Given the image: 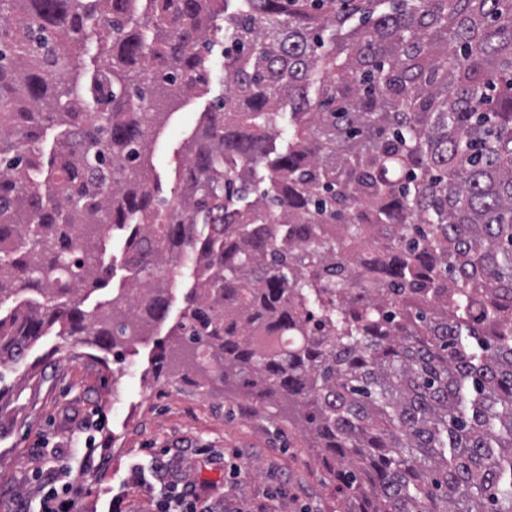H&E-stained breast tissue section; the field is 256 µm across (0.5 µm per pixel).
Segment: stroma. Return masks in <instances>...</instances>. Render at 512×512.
Wrapping results in <instances>:
<instances>
[{
	"instance_id": "stroma-1",
	"label": "stroma",
	"mask_w": 512,
	"mask_h": 512,
	"mask_svg": "<svg viewBox=\"0 0 512 512\" xmlns=\"http://www.w3.org/2000/svg\"><path fill=\"white\" fill-rule=\"evenodd\" d=\"M207 66L208 89L183 97L156 133L161 197H169L202 115L224 95L223 57L213 54ZM124 244L123 232H113L106 254L112 274L87 296L86 308L106 305L128 287ZM192 283L191 268L171 269L166 320L124 359L51 334L21 365L0 367V512H23L39 498L45 470L62 464L82 485L80 512H157L150 484L126 482L133 467H149L156 456L179 485L219 498L223 512H239L258 497L274 512H336L315 455L276 408L157 362V346L180 319ZM89 440L102 467L80 466Z\"/></svg>"
}]
</instances>
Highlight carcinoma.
<instances>
[{"label": "carcinoma", "instance_id": "1", "mask_svg": "<svg viewBox=\"0 0 512 512\" xmlns=\"http://www.w3.org/2000/svg\"><path fill=\"white\" fill-rule=\"evenodd\" d=\"M0 12L1 365L54 329L118 354L167 318L181 259L195 280L173 341L295 410L337 512H512V0ZM220 19L224 99L166 201L157 97L208 84ZM93 34L100 64L68 79ZM126 229L129 286L89 310L102 242Z\"/></svg>", "mask_w": 512, "mask_h": 512}]
</instances>
